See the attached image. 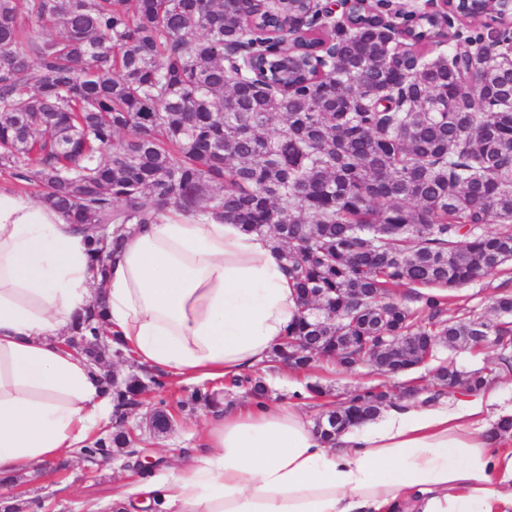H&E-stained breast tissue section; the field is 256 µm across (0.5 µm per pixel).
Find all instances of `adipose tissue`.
<instances>
[{"label":"adipose tissue","instance_id":"obj_1","mask_svg":"<svg viewBox=\"0 0 512 512\" xmlns=\"http://www.w3.org/2000/svg\"><path fill=\"white\" fill-rule=\"evenodd\" d=\"M93 288L83 233L0 190V479L74 451L109 420L100 374L62 336L95 299L113 344L161 376L236 378L268 361L297 312L266 237L177 210L137 225ZM484 391L457 411L401 402L327 445L296 408L210 407L198 452L136 482L167 512H512V450Z\"/></svg>","mask_w":512,"mask_h":512}]
</instances>
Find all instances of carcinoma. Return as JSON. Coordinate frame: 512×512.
I'll use <instances>...</instances> for the list:
<instances>
[{
  "instance_id": "obj_1",
  "label": "carcinoma",
  "mask_w": 512,
  "mask_h": 512,
  "mask_svg": "<svg viewBox=\"0 0 512 512\" xmlns=\"http://www.w3.org/2000/svg\"><path fill=\"white\" fill-rule=\"evenodd\" d=\"M327 41L324 74L308 57L285 74L239 0H0V169L86 233L101 276L126 225L171 207L273 236L297 293L286 337L317 342L295 349V367L336 354L321 336L415 337L381 349L380 371L418 362L435 336H512L511 321L443 318L449 292L512 263V53L479 73L484 113L457 98L464 50L414 67L371 23L317 27L304 47ZM229 46L250 60L230 64ZM490 223L499 230L480 232ZM397 287L428 289L415 293L422 309L388 301ZM314 298L339 321L307 317ZM101 330L95 307L72 336ZM437 380L474 396L488 374L449 363ZM233 385L268 392L260 378ZM146 389L135 375L112 389V435L83 449L126 447L123 415ZM389 404L374 387L352 393L324 413L321 439Z\"/></svg>"
}]
</instances>
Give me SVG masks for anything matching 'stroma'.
I'll list each match as a JSON object with an SVG mask.
<instances>
[{
  "mask_svg": "<svg viewBox=\"0 0 512 512\" xmlns=\"http://www.w3.org/2000/svg\"><path fill=\"white\" fill-rule=\"evenodd\" d=\"M512 292V273H502L465 285L456 292L443 316L453 318L463 312H471L494 318L493 300L500 293ZM500 352L495 348H453L439 345L434 357L425 365L399 376H386L368 364L344 369L331 362H319L310 370L297 371L287 365L261 366L256 373L264 377L268 398L288 403L294 401V393H301L298 400L302 411L310 419H317L326 405L340 404L348 394L368 387L417 389L421 397H435L438 404L456 407L459 394L439 386L434 378L435 369L451 362L459 370L470 372L488 370L494 375L493 384L503 391L505 405H512V372L502 371L499 366ZM310 383L322 385L326 393L319 398L307 396ZM192 381L169 379L164 392H151L147 407L165 403L174 418L171 432L158 434L148 429L143 411H136L129 420L133 430L130 451L113 454L107 459L89 460L80 456L63 461L59 469H38L18 474L15 483L0 487V502L19 505V512H87L89 506H99L101 512H113L115 506H124L125 512H159L158 507L141 508L138 501L125 496L129 483L142 478L143 472L136 465L141 456L153 461V473L159 474L178 465L182 452L197 445L203 429L206 410L182 408L195 389Z\"/></svg>",
  "mask_w": 512,
  "mask_h": 512,
  "instance_id": "1",
  "label": "stroma"
}]
</instances>
